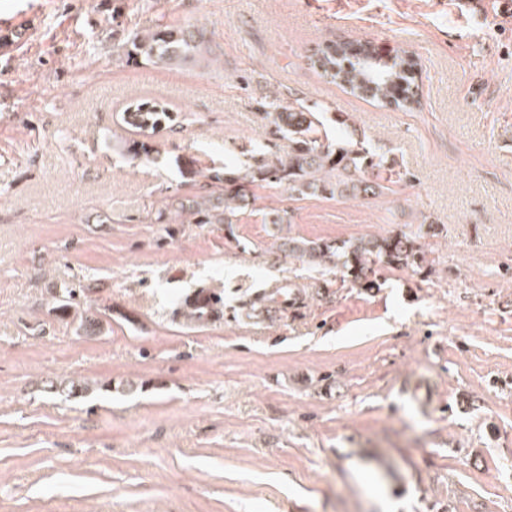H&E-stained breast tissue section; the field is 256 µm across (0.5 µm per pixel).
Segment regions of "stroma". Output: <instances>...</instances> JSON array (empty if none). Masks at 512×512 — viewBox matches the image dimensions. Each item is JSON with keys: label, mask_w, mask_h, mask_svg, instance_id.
<instances>
[{"label": "stroma", "mask_w": 512, "mask_h": 512, "mask_svg": "<svg viewBox=\"0 0 512 512\" xmlns=\"http://www.w3.org/2000/svg\"><path fill=\"white\" fill-rule=\"evenodd\" d=\"M490 0H0V512H512V13ZM203 30L174 67L127 61L157 22ZM371 40L420 65L382 106L310 65ZM297 93L406 178L376 195L258 184L235 224H194L211 169ZM173 118L138 135L132 103ZM152 143L153 161L127 143ZM287 210L292 221L265 215ZM421 264L369 286L282 250L418 232ZM83 287L96 336L53 310ZM288 288V301L270 295ZM205 290L219 316L180 308ZM421 378L424 410L400 388ZM89 384L64 399L51 383Z\"/></svg>", "instance_id": "1"}]
</instances>
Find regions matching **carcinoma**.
Masks as SVG:
<instances>
[{"mask_svg": "<svg viewBox=\"0 0 512 512\" xmlns=\"http://www.w3.org/2000/svg\"><path fill=\"white\" fill-rule=\"evenodd\" d=\"M125 51L127 59L139 58L154 65L173 66L207 52L198 30L187 26L159 24L145 34L136 33ZM323 55L322 75L360 98H371L386 106L411 110L418 103L412 90L414 63L406 54L385 60L368 41L331 44L319 50ZM292 99L291 105L274 113L273 123L288 139V153L271 161L265 145H256L251 162L239 168L224 166L212 170L209 180L224 185V192L208 196L202 203L180 197L171 198V207L179 212H192L197 224H235L241 211L250 205L251 186L257 182L284 186L299 196L317 192L331 196H357L387 189V184L404 180L405 174L390 171L385 175L386 158L369 147L361 138H331L323 122V113ZM171 120L168 108L159 103L143 102L134 111L124 112L127 125L139 132L155 130ZM288 254L309 265L330 263L345 270L352 281L367 280V272L375 264H418L423 260L416 237L407 234L327 242L290 238L283 243ZM79 291L65 287L56 295L54 310L68 318L80 304ZM221 300L203 291L184 303L188 316L201 320L217 311ZM103 320L94 315L80 317L78 331L85 336L97 335Z\"/></svg>", "mask_w": 512, "mask_h": 512, "instance_id": "1", "label": "carcinoma"}]
</instances>
